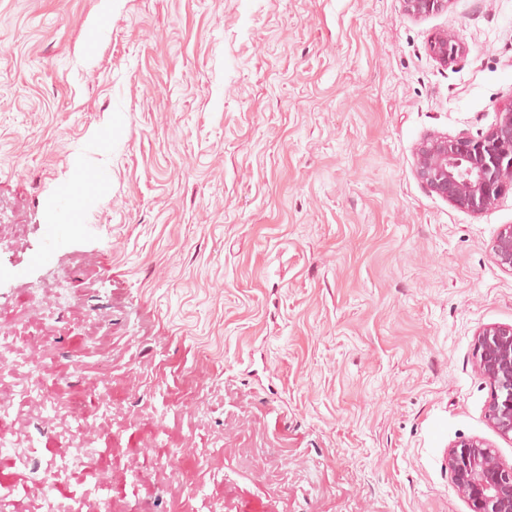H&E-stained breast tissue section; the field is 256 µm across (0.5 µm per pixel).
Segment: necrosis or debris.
Instances as JSON below:
<instances>
[{
  "label": "necrosis or debris",
  "instance_id": "necrosis-or-debris-1",
  "mask_svg": "<svg viewBox=\"0 0 512 512\" xmlns=\"http://www.w3.org/2000/svg\"><path fill=\"white\" fill-rule=\"evenodd\" d=\"M30 341L27 332L0 321V464L39 475L45 491L23 503L17 500L12 482L0 481V512H119L109 478H97L93 493L68 491L76 472L92 474V463L98 455L97 449L78 440L76 433L67 436L74 444L73 451L58 457L45 455L32 446L21 447L14 440L16 426L31 418L29 405L38 406L45 416L59 417L67 410L65 398L57 392L55 381L41 362H32L24 373L14 374L13 368Z\"/></svg>",
  "mask_w": 512,
  "mask_h": 512
}]
</instances>
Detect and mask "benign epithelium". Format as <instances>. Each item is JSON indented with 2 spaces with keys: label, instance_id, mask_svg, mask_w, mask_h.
Segmentation results:
<instances>
[{
  "label": "benign epithelium",
  "instance_id": "7a95c632",
  "mask_svg": "<svg viewBox=\"0 0 512 512\" xmlns=\"http://www.w3.org/2000/svg\"><path fill=\"white\" fill-rule=\"evenodd\" d=\"M449 0H402L405 14L423 17L448 8ZM438 62L458 57L456 36L445 32L431 42ZM416 168L425 188L454 206L480 215L512 190V103L478 137L466 134L428 137L416 149ZM494 259L512 271V225H505L494 244ZM476 369L490 386L487 418L494 431L512 440V325L492 324L475 340ZM446 466L471 512H512V465L480 438L448 446Z\"/></svg>",
  "mask_w": 512,
  "mask_h": 512
}]
</instances>
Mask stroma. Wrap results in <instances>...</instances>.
<instances>
[{
	"instance_id": "1",
	"label": "stroma",
	"mask_w": 512,
	"mask_h": 512,
	"mask_svg": "<svg viewBox=\"0 0 512 512\" xmlns=\"http://www.w3.org/2000/svg\"><path fill=\"white\" fill-rule=\"evenodd\" d=\"M511 103L512 0H0V316L66 285L30 353L80 412L110 364L122 512H470L442 452L512 464L474 351L512 194L462 211L415 149ZM450 0H402L406 15L423 17L447 9ZM430 49L438 62L447 67L457 59L460 46L455 35L445 32L431 42ZM72 207V199L68 192L60 193L55 199V210L57 212L56 222L44 228L43 237L45 245L37 252L32 261L34 263L45 262L49 259L60 245L62 228L67 225Z\"/></svg>"
}]
</instances>
